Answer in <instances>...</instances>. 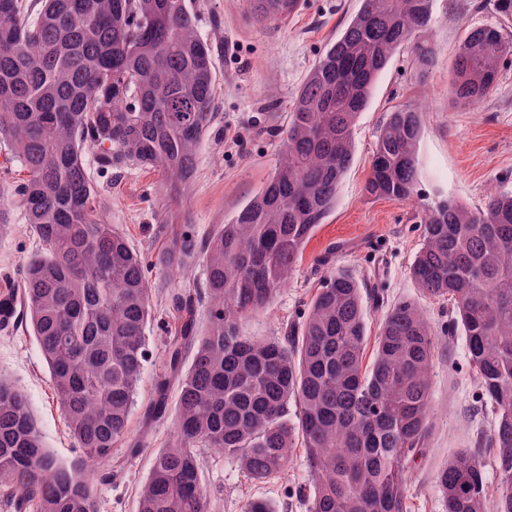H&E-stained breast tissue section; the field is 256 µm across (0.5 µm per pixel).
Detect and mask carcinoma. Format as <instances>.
Wrapping results in <instances>:
<instances>
[{
	"label": "carcinoma",
	"mask_w": 512,
	"mask_h": 512,
	"mask_svg": "<svg viewBox=\"0 0 512 512\" xmlns=\"http://www.w3.org/2000/svg\"><path fill=\"white\" fill-rule=\"evenodd\" d=\"M260 22L288 15L269 0ZM432 0H361L301 86L280 132L276 166L259 191L205 239L165 225L154 267L174 274L197 256L203 290L166 289L181 322L169 338L168 372L145 420L163 419L177 389L176 425L137 493V512H210L201 449L235 459L266 484L304 451L307 512H410L409 472L432 428L431 371L438 338L413 304L385 314L370 368L363 367L367 311L356 277L329 272L298 327L269 340L243 334L293 274L307 240L336 204L354 154V128L399 48L427 65ZM512 40L470 29L449 80L451 101L474 106L495 88ZM216 71L189 0H0V146L26 173L0 189V236L14 211L41 248L19 288L0 292V325L15 317L46 363L81 463L45 446L26 393L0 375V489L17 512H97L94 474L111 477L112 448L132 451L130 423L155 314L142 256L98 213L85 164L159 171L184 191L210 126ZM422 113L412 105L380 128L365 192L404 200L418 184ZM423 244L411 269L421 290L446 298L476 380L489 402L498 484L489 496L479 456L455 452L438 471L445 512H512V191L472 210L445 198L422 213ZM209 323L197 324L200 304ZM190 364H185L186 356ZM298 406L288 420V402Z\"/></svg>",
	"instance_id": "obj_1"
}]
</instances>
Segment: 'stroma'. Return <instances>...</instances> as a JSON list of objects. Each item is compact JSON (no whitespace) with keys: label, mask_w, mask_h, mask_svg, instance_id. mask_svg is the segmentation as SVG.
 Masks as SVG:
<instances>
[{"label":"stroma","mask_w":512,"mask_h":512,"mask_svg":"<svg viewBox=\"0 0 512 512\" xmlns=\"http://www.w3.org/2000/svg\"><path fill=\"white\" fill-rule=\"evenodd\" d=\"M198 29L214 48L216 83L213 120L198 153L195 174L177 209H170L159 172L125 165L99 168L94 152L85 161L98 192L103 219L115 225L148 262L151 287L166 283L152 262L165 242L157 227L190 225L205 237L214 225L230 220L271 174L278 156L279 131L295 96L326 45L359 7V0H300L299 8L264 25L250 0H192ZM504 24L494 0H433L430 39L432 62L419 66L410 47L392 56L368 108L358 118L355 152L343 177L336 205L307 242L298 266L271 308L250 318L248 335L269 339L301 321L324 276L336 268L352 271L367 290L384 299L370 307L369 334H376L386 309L411 302L440 331L431 376L432 429L422 457L409 473L411 512H444L436 473L460 449H477L493 419L473 377L462 334L445 335L447 301L424 296L411 274L423 237L421 206L451 198L481 208L492 190H512V63L505 66L493 92L478 106H453L448 78L466 29ZM412 104L423 113L418 194L408 200L377 199L364 186L377 135L392 110ZM40 241L21 215H14L0 237V287L17 281L24 259ZM171 313L157 310L146 327L149 356L144 364L132 420V434L144 447L129 456L126 444L112 450L119 472L97 485L98 512H136L137 490L153 456L172 438L173 422L143 424L144 406L157 376L168 370L166 341L178 329ZM0 375L25 391L46 447L62 462L81 452L71 438L39 348L28 330L0 332ZM303 450L295 448L286 477L254 484L235 460L211 450L203 454L202 480L220 502V512H242L246 499L269 500L276 512H307L295 486L304 481Z\"/></svg>","instance_id":"35a3bbf8"}]
</instances>
